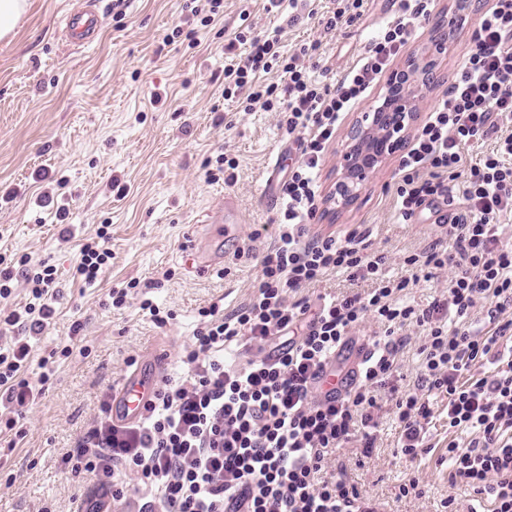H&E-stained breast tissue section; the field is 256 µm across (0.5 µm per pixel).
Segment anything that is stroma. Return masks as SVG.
<instances>
[{
	"mask_svg": "<svg viewBox=\"0 0 512 512\" xmlns=\"http://www.w3.org/2000/svg\"><path fill=\"white\" fill-rule=\"evenodd\" d=\"M13 39L0 42V256L26 255L56 269L62 296L49 326L34 341L29 378L40 374L49 350L67 344L81 322L84 352L60 359L45 394L24 419L26 436L16 448L0 438V512H73L79 486L63 473L62 459L92 428L128 370L150 352L168 353L165 377L184 375L182 352L200 322L199 311L216 300L226 308L247 301L257 282L259 258L275 236L277 207L266 201L271 172L287 176L299 157L296 143L274 113L245 111L226 100L224 68L243 60L244 46L227 51L244 26L278 32L284 49L316 43L317 74L340 78L365 56L396 12L393 0H366L362 16L327 31L317 18L288 23L269 0H224V13L190 38H164L182 25L184 0H100L105 17L97 40L75 48L63 19L80 0H29ZM492 0H471L437 68L443 80L421 105L429 112L448 87L447 77L467 52L468 25ZM235 159L231 183L209 181L218 155ZM397 166L389 164L341 215L318 214L315 231L329 234L367 227L392 266L421 251L435 234L436 215L426 207L416 223L394 216ZM236 198L240 219L224 238V277L189 268L185 251L215 202ZM108 225L112 259L97 283L74 277L77 242ZM251 251L238 255L242 246ZM146 282L144 297L171 312L153 323L131 301L111 305L112 290ZM432 419L416 459L398 451L400 428L389 391L377 397L374 445L353 439L329 457L326 472L342 477L379 512H446L454 500L466 512L472 490L448 481V417L431 397ZM414 476L422 496H401Z\"/></svg>",
	"mask_w": 512,
	"mask_h": 512,
	"instance_id": "stroma-1",
	"label": "stroma"
}]
</instances>
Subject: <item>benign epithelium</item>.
I'll return each mask as SVG.
<instances>
[{"label": "benign epithelium", "mask_w": 512, "mask_h": 512, "mask_svg": "<svg viewBox=\"0 0 512 512\" xmlns=\"http://www.w3.org/2000/svg\"><path fill=\"white\" fill-rule=\"evenodd\" d=\"M443 49L440 38L412 50L389 74L380 104L348 126L325 204H354L373 175L407 146L421 117L420 102L436 83L433 54Z\"/></svg>", "instance_id": "obj_1"}]
</instances>
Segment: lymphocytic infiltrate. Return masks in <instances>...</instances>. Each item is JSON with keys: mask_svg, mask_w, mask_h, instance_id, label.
<instances>
[{"mask_svg": "<svg viewBox=\"0 0 512 512\" xmlns=\"http://www.w3.org/2000/svg\"><path fill=\"white\" fill-rule=\"evenodd\" d=\"M397 15L376 37L361 64L327 84L306 63L309 46L282 55L274 36L237 34L243 62L224 68L225 98H245L278 115L294 135L300 158L282 184L275 241L260 258L250 300L225 309L213 302L184 356L188 378L165 380L146 414L118 425L103 414L66 462L73 477L92 476L124 512H374L369 500L343 481L320 476L329 456L368 426L376 388L396 369L405 347L398 329L426 331L418 349L416 391L395 396L399 450L413 458L431 416L429 395L446 400L448 481L464 483L477 504L468 512H512V0H494L473 23L470 48L448 88L417 129L398 164L395 216L414 223L430 205L439 235L405 257L411 272L451 269L448 291L418 308L404 302L409 277L389 276L387 258L368 230L340 236L314 232L318 171L344 114L376 83L429 20L433 0H396ZM281 66L284 84L265 83ZM495 146L475 161L467 149ZM107 228L85 239L75 274L96 284L112 251ZM24 265L28 298L6 325L18 334L0 344V425L23 439L17 425L55 372L41 361L37 382L24 376L32 346L60 297L54 266ZM339 273L368 281L367 295H345L310 305L300 292ZM485 306L484 328L472 326ZM373 316L384 331L374 337L345 390L322 394L317 381L347 337ZM252 347L242 360L226 350ZM137 484H129L128 473Z\"/></svg>", "mask_w": 512, "mask_h": 512, "instance_id": "f902f5d3", "label": "lymphocytic infiltrate"}]
</instances>
